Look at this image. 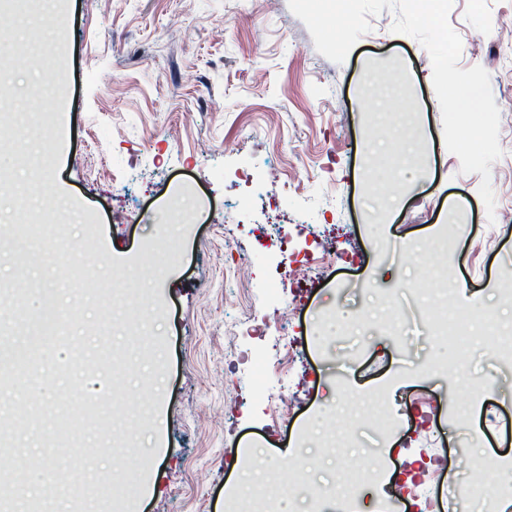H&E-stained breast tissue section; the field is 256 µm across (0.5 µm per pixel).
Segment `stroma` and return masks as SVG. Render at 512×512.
Returning <instances> with one entry per match:
<instances>
[{
    "label": "stroma",
    "instance_id": "obj_1",
    "mask_svg": "<svg viewBox=\"0 0 512 512\" xmlns=\"http://www.w3.org/2000/svg\"><path fill=\"white\" fill-rule=\"evenodd\" d=\"M36 15L38 46L24 17L0 29V283L25 292L0 296V342L23 353L0 360V512H227L257 483L282 512H336L353 490L356 512H421L435 473L469 481L492 456L512 472V362L476 325L461 369L434 370L449 347L424 291L453 280L480 297L474 316L512 309L496 286L512 267V0L449 13L459 68L482 66L502 109L491 214L445 146L430 56L391 11L340 64L288 0H38ZM461 199L453 254L394 251L433 242ZM263 229L272 245H254ZM229 232L254 245L243 281ZM327 239L333 264L282 287ZM48 283L64 320L32 349L13 321ZM378 451L391 478L353 489L342 460Z\"/></svg>",
    "mask_w": 512,
    "mask_h": 512
}]
</instances>
